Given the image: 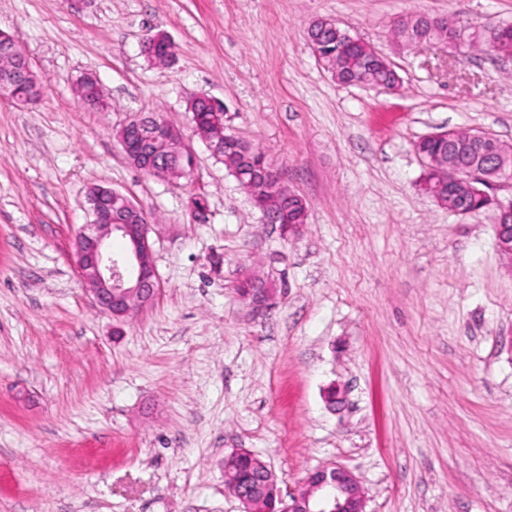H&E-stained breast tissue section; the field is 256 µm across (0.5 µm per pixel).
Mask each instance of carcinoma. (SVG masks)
Wrapping results in <instances>:
<instances>
[{
  "mask_svg": "<svg viewBox=\"0 0 512 512\" xmlns=\"http://www.w3.org/2000/svg\"><path fill=\"white\" fill-rule=\"evenodd\" d=\"M310 44L318 45L324 51L322 64L332 78L340 84L353 85L363 81L369 85L380 83H401V77L394 64L387 58L373 56L364 46L348 43L342 29L335 22L322 19L311 23L307 30ZM392 40L405 49H416L429 40H446L450 48L458 44H483L492 51L506 55L512 52V24L501 22L494 25L461 26L441 16L425 13L407 15L398 19L391 28ZM8 61V66L0 67V81L9 79L15 85V92L29 102H37L42 96V83L37 76L29 77L24 73L23 61L16 54L15 43L0 40V60ZM193 114L196 115L198 129L210 133L217 130L213 123L214 110L200 99L195 101ZM415 149L424 159L438 156L447 161L448 173L461 174L472 163L479 160L485 152H493L497 160L494 176L505 173L512 178V145L498 139L485 143H475L467 136V131H459L456 140L441 142H417ZM159 155L163 158V169L173 179L181 177L185 168L183 157L175 153L173 144L161 146ZM219 161L235 179H252L271 169L266 155L244 142L239 137L224 144V152ZM261 199L273 200V205L288 212L294 224H305L308 219V203L288 189L281 186L269 193L259 188ZM231 463L239 476V482L253 488L266 501L275 499V486L266 482L264 462L249 453L239 452L231 457Z\"/></svg>",
  "mask_w": 512,
  "mask_h": 512,
  "instance_id": "carcinoma-1",
  "label": "carcinoma"
}]
</instances>
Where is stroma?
Returning <instances> with one entry per match:
<instances>
[{
  "label": "stroma",
  "mask_w": 512,
  "mask_h": 512,
  "mask_svg": "<svg viewBox=\"0 0 512 512\" xmlns=\"http://www.w3.org/2000/svg\"><path fill=\"white\" fill-rule=\"evenodd\" d=\"M416 12L512 21V0H0L43 84L34 105L0 97V512H242L224 484L241 448L291 492L345 466L367 512H512V272L493 211L418 192L414 149L448 129L512 143V58L399 48L391 24ZM322 18L399 89L333 80L306 36ZM149 29L178 46L166 67ZM85 73L107 110L78 102ZM200 94L306 199L298 237L195 137ZM150 112L192 145L193 177L125 159L116 129ZM95 184L151 217L160 290L122 321L76 265ZM248 271L278 285L264 311L235 291Z\"/></svg>",
  "instance_id": "35a3bbf8"
}]
</instances>
